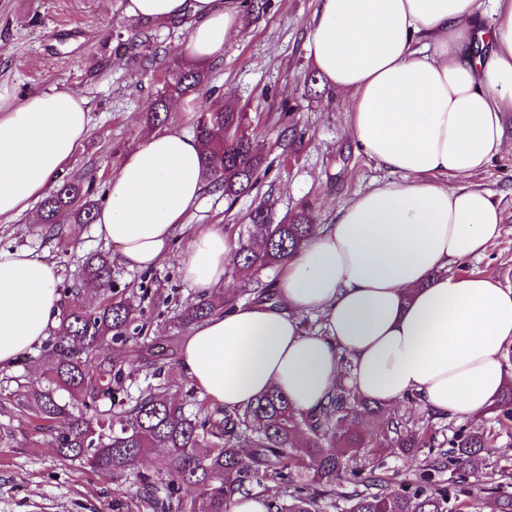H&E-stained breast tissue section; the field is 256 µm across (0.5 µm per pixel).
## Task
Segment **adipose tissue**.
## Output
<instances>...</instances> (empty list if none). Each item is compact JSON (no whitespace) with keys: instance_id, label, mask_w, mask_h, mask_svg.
Here are the masks:
<instances>
[{"instance_id":"adipose-tissue-1","label":"adipose tissue","mask_w":512,"mask_h":512,"mask_svg":"<svg viewBox=\"0 0 512 512\" xmlns=\"http://www.w3.org/2000/svg\"><path fill=\"white\" fill-rule=\"evenodd\" d=\"M319 0L308 51L347 94L351 136L396 178L355 195L283 266L277 304H240L195 324L180 366L211 403L245 408L276 389L301 411L340 379L390 406L417 397L444 417L483 416L508 377L512 289L450 272L499 237L502 212L469 184L501 154L512 116V0ZM128 15L193 19L188 49L204 64L242 25L236 0H127ZM86 99L68 89L18 97L0 83V222L27 211L87 137ZM195 137L146 133L108 183L97 232L118 262L164 259L204 189ZM456 184H448V177ZM232 251L220 228L200 231L181 260L202 291L223 283ZM52 264L0 250V369L47 335L59 313ZM319 314L322 332L300 317ZM350 357L351 373L342 359Z\"/></svg>"}]
</instances>
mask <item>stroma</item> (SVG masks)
<instances>
[{"label": "stroma", "mask_w": 512, "mask_h": 512, "mask_svg": "<svg viewBox=\"0 0 512 512\" xmlns=\"http://www.w3.org/2000/svg\"><path fill=\"white\" fill-rule=\"evenodd\" d=\"M127 0H0V82L18 95L54 89L79 92L88 102L91 123L65 177L91 173L105 193L113 169L145 133V114L169 70L187 53L185 23L147 24L129 16ZM318 0H268L259 17L245 19L224 43L223 55L209 63L211 84L221 101L237 104L255 130L262 159L258 182L248 194L228 200L204 189L197 208L174 235L167 258L154 267L112 266V288L133 296L142 310L147 340L186 336L178 309L196 299L180 262L201 228L222 226L229 245L250 228V213L268 200L274 220L303 211L311 223H331L338 207L390 175L347 131L343 95L316 77L307 50L309 24ZM149 31L158 54L133 36ZM472 184L490 191L503 213L501 234L478 258L452 264L457 274L488 276L512 288V151L495 157ZM35 210L0 223V249L25 248L56 267L59 294L80 286L88 254L112 252L95 225L72 224L71 246L39 230ZM31 412L12 419L14 440L0 446V512H148L137 495L135 476L116 480L100 469L62 461L52 435L36 428ZM492 449L482 451L473 483L493 487L500 469L512 465V422L497 425ZM423 456L369 452L367 466L390 487L412 479Z\"/></svg>", "instance_id": "obj_1"}]
</instances>
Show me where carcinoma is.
Returning a JSON list of instances; mask_svg holds the SVG:
<instances>
[{
    "label": "carcinoma",
    "instance_id": "cac0c4a2",
    "mask_svg": "<svg viewBox=\"0 0 512 512\" xmlns=\"http://www.w3.org/2000/svg\"><path fill=\"white\" fill-rule=\"evenodd\" d=\"M209 75L203 68L181 62L157 92L146 122L162 126L175 99H192L193 133L205 160V180L216 191L237 197L257 181L259 158L249 132L247 113L236 105L213 99ZM94 179L65 180L40 203V227L63 238L64 225L93 224L99 201ZM252 229L238 240L239 271L253 280L259 270L278 266L307 243L313 225L303 214L274 224L261 202L251 213ZM87 283L102 295L95 307L72 292L64 301L55 336L46 350L45 380L21 386L22 398L11 400L19 411L33 412L37 429L55 434L59 456L122 477L133 473L154 448L166 449L156 477H140L138 496L151 512H233L235 496L272 481L279 494L267 512H322L325 501L343 499L341 512H451L448 488L432 473L448 468L456 474L460 492L479 500L495 498L498 512H512V483L494 488L467 485L464 466L495 439L494 428L466 422L438 442L426 429L409 430L395 417L384 420L368 436L362 421L385 414V406L355 395L343 384L313 412L293 408L288 397L272 390L243 410L229 411L205 402L195 410L169 395L161 385L146 390L121 408L113 393L135 368L99 353L110 343L139 335L138 309L112 291V266L105 254L84 265ZM229 302L204 293L176 313L179 322L194 325L219 313ZM494 421H512V383L493 407ZM429 447L428 464L418 478L390 489L359 464L371 448H397L410 455ZM351 484L350 493L339 491ZM195 495H180L182 485Z\"/></svg>",
    "mask_w": 512,
    "mask_h": 512
}]
</instances>
